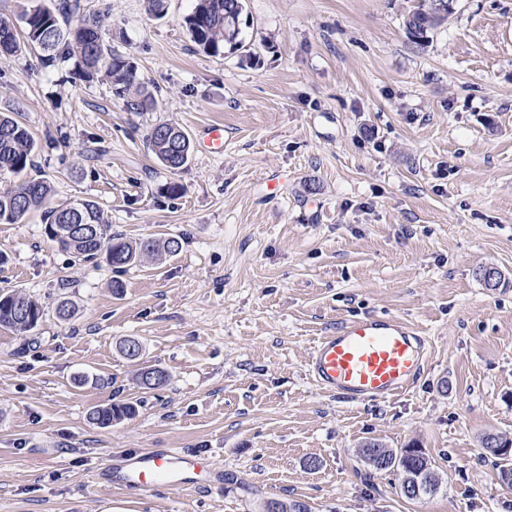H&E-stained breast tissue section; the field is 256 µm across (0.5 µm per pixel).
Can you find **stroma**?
<instances>
[{"mask_svg":"<svg viewBox=\"0 0 512 512\" xmlns=\"http://www.w3.org/2000/svg\"><path fill=\"white\" fill-rule=\"evenodd\" d=\"M418 4L245 0L246 52L211 56L184 25L193 0L159 15L80 0L71 26L99 20L155 99L144 112L106 77L0 53V112L29 129L55 201H96L133 242H181L117 273L58 250L40 211L0 224V288L45 310L30 334L0 331V512H512L482 448L512 438V0H456L424 47L404 24ZM160 123L191 140L178 172L146 146ZM212 124L219 156L202 143ZM488 265L507 275L494 290ZM366 313L428 343L423 373L385 402L336 398L306 371L318 338ZM128 337L163 388L136 383ZM123 402L132 419L90 422ZM374 441L422 449L438 492L403 497L397 472L363 458ZM146 448L211 455L221 474L164 495L94 481ZM136 412L132 403H113L105 407H95L89 412V420L102 428L112 426L113 423L131 418Z\"/></svg>","mask_w":512,"mask_h":512,"instance_id":"stroma-1","label":"stroma"}]
</instances>
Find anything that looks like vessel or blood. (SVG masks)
Instances as JSON below:
<instances>
[{
	"label": "vessel or blood",
	"instance_id": "1",
	"mask_svg": "<svg viewBox=\"0 0 512 512\" xmlns=\"http://www.w3.org/2000/svg\"><path fill=\"white\" fill-rule=\"evenodd\" d=\"M428 347L419 330L396 316L364 314L341 322L321 337L306 364L325 393L353 402L386 401L408 391L423 371ZM204 460L176 448H148L107 460L97 481L134 492H177L192 486Z\"/></svg>",
	"mask_w": 512,
	"mask_h": 512
}]
</instances>
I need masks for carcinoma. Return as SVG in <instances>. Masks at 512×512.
<instances>
[{
    "label": "carcinoma",
    "mask_w": 512,
    "mask_h": 512,
    "mask_svg": "<svg viewBox=\"0 0 512 512\" xmlns=\"http://www.w3.org/2000/svg\"><path fill=\"white\" fill-rule=\"evenodd\" d=\"M243 0H195L192 12L184 18V24L193 40L204 52L213 56L234 50V45L243 44L242 29L231 26L227 20L228 6ZM444 0H420L416 10L409 13L405 28L409 37L416 39L428 34L446 19L439 13V4ZM79 8V0H58L54 6H33L21 11L19 20L26 32V43L18 38L17 27L0 20V51L15 53L21 48L39 53L46 68L70 63L80 75L91 78L104 73L112 84L113 94L122 99L126 108L138 112L153 105L151 94L145 86L137 89V96L127 92L136 84L137 75L133 63L112 49L103 39L97 22L92 21L76 30L68 27L70 15ZM148 149L156 159L172 172L182 169L192 153L191 141L180 127L162 123L153 127L146 136ZM34 142L27 127L11 115L0 113V173L7 172L19 178L12 188L0 191V224H19L35 209H45V234L59 249L71 254L78 262H87L99 257L105 259L112 270L119 273L135 264L144 254L173 256L181 249L175 237L146 238L139 242H128L112 234V227L97 202L77 199L59 204L51 203L53 187L44 179L28 177L35 168L33 160ZM68 224L83 226L82 235L69 237L65 234ZM30 298L22 289L0 291V328L28 333L36 325L24 324V318L15 310L19 298ZM136 412L132 403H113L95 407L89 412V420L102 428L131 418ZM422 460L431 467L432 461L413 451H404L400 456L388 451L387 464L375 470L395 469L404 474L408 464Z\"/></svg>",
    "instance_id": "1"
}]
</instances>
